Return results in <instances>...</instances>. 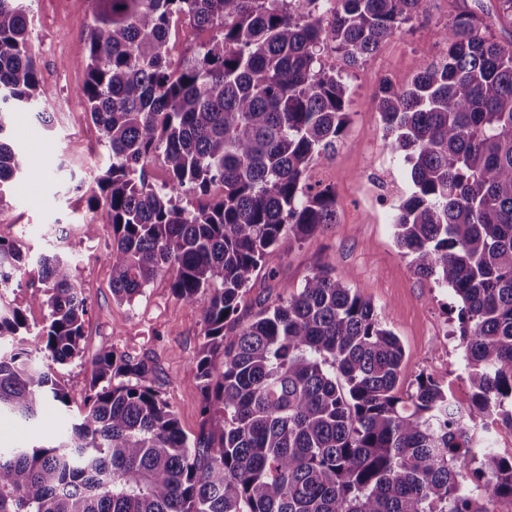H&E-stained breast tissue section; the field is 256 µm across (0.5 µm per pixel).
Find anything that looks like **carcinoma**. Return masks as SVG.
Returning <instances> with one entry per match:
<instances>
[{"instance_id": "carcinoma-1", "label": "carcinoma", "mask_w": 512, "mask_h": 512, "mask_svg": "<svg viewBox=\"0 0 512 512\" xmlns=\"http://www.w3.org/2000/svg\"><path fill=\"white\" fill-rule=\"evenodd\" d=\"M27 0H0V136L13 113L48 125ZM92 24L77 91L112 154L87 207L112 227V295L131 301L161 274L200 310L196 362L205 428L189 441L147 385L152 366L104 344L84 410L47 446L0 448V512H490L512 502V455L490 450L470 476L474 430L425 374L401 391L403 349L344 277L320 269L244 322L240 302L265 255L336 223V194L308 171L348 122L346 88L317 68L329 47L355 65L428 0L326 3L328 26L290 0H89ZM463 5L441 55L404 87L373 98L413 190L394 216L415 273L457 296L473 389L469 413L512 431V0ZM214 35L179 67L171 23ZM158 161L167 178L149 179ZM32 166L0 139V208ZM97 231L39 256L47 310L30 335L5 300L23 245L0 240V414L22 421L67 405L51 365L78 355L87 313L73 256ZM222 359L223 371L213 365Z\"/></svg>"}]
</instances>
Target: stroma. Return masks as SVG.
<instances>
[{
    "mask_svg": "<svg viewBox=\"0 0 512 512\" xmlns=\"http://www.w3.org/2000/svg\"><path fill=\"white\" fill-rule=\"evenodd\" d=\"M35 25L32 39L45 84L54 91L49 110L52 126L31 112L13 117L7 139L25 149L34 163L14 185L0 209V239L21 241L37 254L53 248L59 229L77 220H94L95 238L77 260L75 276L86 299L81 352L56 367L60 385L70 393L69 407L47 405L38 419L24 422L0 416V448L46 441L69 427L83 410L82 394L91 380L92 361L106 343L154 366L149 384L175 411L182 431L196 438L202 428V396L195 361L203 331L197 307L179 300L170 278L158 276L143 295L127 302L112 295V228L90 211L79 181H92L112 163L101 132L92 123L76 91L86 79L82 64L91 24L87 0H30ZM453 13V0H429L427 15L412 19L378 52L357 66H347L340 53L323 54L324 70L341 75L347 87L348 126L334 153L309 172L311 182L336 192V222L292 248L271 250L264 259L274 278L257 275L241 302L243 312L258 304L276 305L286 289H297L320 268L342 273L347 285L373 304L399 338L404 351L401 380L410 384L425 373L451 387L468 402L464 350L454 330L458 301L453 291L415 274L395 242L393 219L410 195V165L390 150L372 100L388 80L407 85L423 64L422 49L439 55L442 32Z\"/></svg>",
    "mask_w": 512,
    "mask_h": 512,
    "instance_id": "1",
    "label": "stroma"
}]
</instances>
